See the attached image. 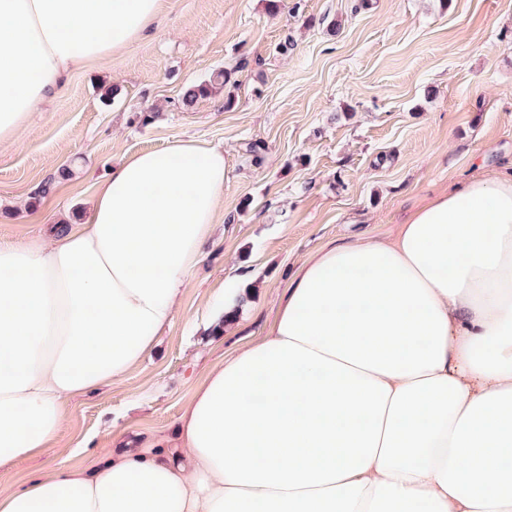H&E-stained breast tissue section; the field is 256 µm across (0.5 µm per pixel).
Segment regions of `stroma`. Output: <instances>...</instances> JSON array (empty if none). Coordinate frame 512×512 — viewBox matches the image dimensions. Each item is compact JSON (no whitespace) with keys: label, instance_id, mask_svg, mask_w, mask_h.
I'll list each match as a JSON object with an SVG mask.
<instances>
[{"label":"stroma","instance_id":"obj_1","mask_svg":"<svg viewBox=\"0 0 512 512\" xmlns=\"http://www.w3.org/2000/svg\"><path fill=\"white\" fill-rule=\"evenodd\" d=\"M156 34L74 67L0 148V242L85 222L112 164L177 140L223 148L224 205L171 324L112 385L70 401L58 447L87 464L112 433L172 438L205 372L262 336L302 260L388 240L434 196L512 170V0H163ZM339 32H332V24ZM291 50H284V43ZM236 85L183 109L219 70ZM242 276L223 332L200 314Z\"/></svg>","mask_w":512,"mask_h":512}]
</instances>
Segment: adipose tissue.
Listing matches in <instances>:
<instances>
[{
	"mask_svg": "<svg viewBox=\"0 0 512 512\" xmlns=\"http://www.w3.org/2000/svg\"><path fill=\"white\" fill-rule=\"evenodd\" d=\"M161 0H0V146L79 63L147 36ZM222 148L128 156L86 223L0 243V469L124 376L212 241ZM512 171L387 242L306 259L267 332L217 363L174 442L0 481V512H512Z\"/></svg>",
	"mask_w": 512,
	"mask_h": 512,
	"instance_id": "obj_1",
	"label": "adipose tissue"
}]
</instances>
